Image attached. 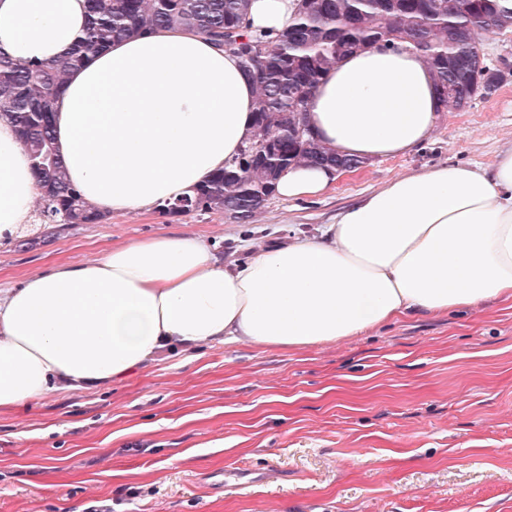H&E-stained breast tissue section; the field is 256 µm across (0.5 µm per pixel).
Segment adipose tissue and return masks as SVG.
Listing matches in <instances>:
<instances>
[{"label": "adipose tissue", "instance_id": "1", "mask_svg": "<svg viewBox=\"0 0 512 512\" xmlns=\"http://www.w3.org/2000/svg\"><path fill=\"white\" fill-rule=\"evenodd\" d=\"M295 0H250V32L275 35ZM87 23L86 0H0V49L49 63ZM256 89L235 56L181 26L116 40L73 71L55 107L68 176L113 217L193 196L252 134ZM439 104L423 55L371 47L333 67L305 122L336 154L402 156ZM339 173L281 175L285 199L329 191ZM37 177L0 119V234L36 205ZM512 296V150L491 169L432 167L388 182L316 238L259 248L225 266L209 244L160 235L61 263L0 300V412L60 385L110 387L161 349L214 342L298 349L335 342L410 311L441 314Z\"/></svg>", "mask_w": 512, "mask_h": 512}]
</instances>
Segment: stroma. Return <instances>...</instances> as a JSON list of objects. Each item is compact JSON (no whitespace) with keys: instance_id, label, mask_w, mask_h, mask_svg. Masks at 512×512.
<instances>
[{"instance_id":"1","label":"stroma","mask_w":512,"mask_h":512,"mask_svg":"<svg viewBox=\"0 0 512 512\" xmlns=\"http://www.w3.org/2000/svg\"><path fill=\"white\" fill-rule=\"evenodd\" d=\"M512 149V76L439 113L412 152L367 162L318 198L253 218L159 210L0 244V291L159 235L232 265L313 237L397 176L491 167ZM512 512V300L408 313L303 350L207 345L109 388L60 389L0 414V512Z\"/></svg>"}]
</instances>
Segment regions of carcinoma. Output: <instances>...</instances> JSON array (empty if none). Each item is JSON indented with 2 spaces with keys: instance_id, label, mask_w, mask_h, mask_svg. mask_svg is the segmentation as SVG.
<instances>
[{
  "instance_id": "1",
  "label": "carcinoma",
  "mask_w": 512,
  "mask_h": 512,
  "mask_svg": "<svg viewBox=\"0 0 512 512\" xmlns=\"http://www.w3.org/2000/svg\"><path fill=\"white\" fill-rule=\"evenodd\" d=\"M89 20L69 52L49 64H25L0 50V116L16 127L38 177L46 224H100L105 216L71 183L56 154L55 103L66 77L112 41L157 27L183 26L239 44L236 53L257 86L253 131L234 165L214 174L194 196L163 205L168 215L193 211L246 220L275 195L292 166L335 165L354 171L364 161L341 158L298 127L312 89L342 57L398 42L423 53L442 109L463 110L488 89L477 37L512 29V11L497 0H298L288 29L270 38L247 33L249 0H87Z\"/></svg>"
}]
</instances>
